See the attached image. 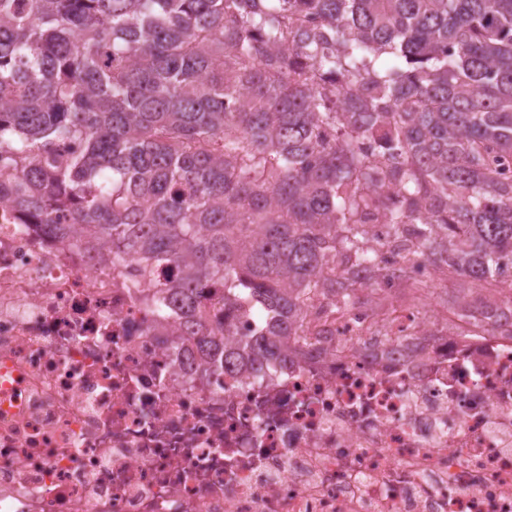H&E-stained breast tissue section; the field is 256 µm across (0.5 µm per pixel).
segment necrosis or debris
Here are the masks:
<instances>
[{"instance_id": "4bbe7bcc", "label": "necrosis or debris", "mask_w": 512, "mask_h": 512, "mask_svg": "<svg viewBox=\"0 0 512 512\" xmlns=\"http://www.w3.org/2000/svg\"><path fill=\"white\" fill-rule=\"evenodd\" d=\"M136 277L0 203V512H512V336L317 299L232 373Z\"/></svg>"}]
</instances>
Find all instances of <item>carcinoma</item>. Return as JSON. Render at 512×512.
Returning a JSON list of instances; mask_svg holds the SVG:
<instances>
[{"label": "carcinoma", "instance_id": "1", "mask_svg": "<svg viewBox=\"0 0 512 512\" xmlns=\"http://www.w3.org/2000/svg\"><path fill=\"white\" fill-rule=\"evenodd\" d=\"M2 198L137 262L154 320L227 370L285 368L307 302L367 306L419 262L484 329L470 285L512 277V0H0Z\"/></svg>", "mask_w": 512, "mask_h": 512}]
</instances>
